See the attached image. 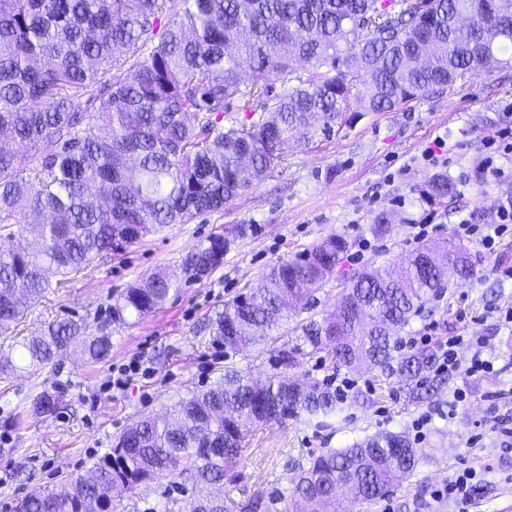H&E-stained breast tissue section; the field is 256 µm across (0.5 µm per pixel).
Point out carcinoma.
Here are the masks:
<instances>
[{
    "mask_svg": "<svg viewBox=\"0 0 512 512\" xmlns=\"http://www.w3.org/2000/svg\"><path fill=\"white\" fill-rule=\"evenodd\" d=\"M245 58L254 62L248 80ZM490 62L512 65V0H0V132L14 143L0 147V332L93 262L166 224L224 210L282 165L297 130L320 122L331 131L352 102L385 112L451 90ZM94 82L104 96H85ZM422 194L441 204L457 189L442 173ZM23 232L26 246L8 245ZM230 244L208 237L183 258L185 274L209 276ZM346 249L333 234L273 266L259 288L224 305L213 342L234 353L266 345L288 313L308 309ZM432 258L453 265L460 283L479 276L470 251L451 240L435 256L416 249L396 279L381 266L354 274L336 311L296 325L265 384L225 370L127 428L67 491L28 495L15 512H113L116 489L133 497L173 475L195 494L168 499L164 512H224V500L203 490L228 479L251 428L302 414L324 427L351 408L328 379L288 386L285 371L309 356L376 366L412 386L414 398L430 394L420 377L437 351L406 344L399 331L451 286L427 269ZM171 286L161 272L140 279L116 298L111 318L162 308ZM109 325L55 318L0 353V374H35L72 347L103 361ZM63 408L53 387L34 397L29 416ZM422 455L395 432L327 449L291 474L288 495L269 499L265 512H294L299 501L340 512L341 486L356 501L381 498L414 475Z\"/></svg>",
    "mask_w": 512,
    "mask_h": 512,
    "instance_id": "1",
    "label": "carcinoma"
}]
</instances>
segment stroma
<instances>
[{
	"label": "stroma",
	"instance_id": "obj_1",
	"mask_svg": "<svg viewBox=\"0 0 512 512\" xmlns=\"http://www.w3.org/2000/svg\"><path fill=\"white\" fill-rule=\"evenodd\" d=\"M509 112L512 66L495 65L461 78L450 95L418 98L387 112L344 113L332 132L317 127L308 136H297L285 163L223 211L166 225L110 261L93 264L67 287L50 289L15 326L14 335H29L71 312L108 319L125 288L160 269L172 277L177 292L158 312L112 324V352L105 361L91 363L71 351L38 373L0 375V512H14L30 492L61 489L109 452L125 429L178 397L205 389L225 367L256 380L273 373V349L224 352L213 343L210 325L226 302L257 287L274 264L332 234L349 242L332 277L312 294L310 312L319 317L333 309L353 274L370 266L399 267L419 248L411 220L433 217L432 243L455 239L454 226L463 217L474 224L496 223L505 195L512 193V179L483 181L482 142ZM439 137L454 148L449 177L467 183L459 197L443 206L426 203L420 195L436 172L423 153ZM382 213L391 216L394 228L385 237L372 230ZM238 224L249 225L248 235L231 244L210 278L196 281L184 275L181 263L188 251ZM467 247L480 277L450 288L432 313L415 321L414 334L437 347L456 336L481 337L493 371L469 378L450 373L431 398L411 401L396 378L380 385L373 371L336 370L318 358H305L289 370V377L350 378L354 385L347 394L354 404L345 419L329 427L301 416L255 431L233 481L220 490L227 512H255L254 502L284 493L292 466L311 455L378 432H411L413 420L424 413L432 419L414 477L386 497L344 502L345 512H457L455 504L433 501L430 494L464 463L490 467L472 491L470 512H512V455L485 423L491 410L512 425V326L497 317L498 310L512 307V279L499 276L512 269V239L492 254L473 241ZM132 360L141 370L130 384L121 391L105 389L112 368ZM53 386L65 392L63 412L30 418L31 399ZM458 389L466 398L455 404L451 398ZM473 436L480 437L479 447H468Z\"/></svg>",
	"mask_w": 512,
	"mask_h": 512
}]
</instances>
